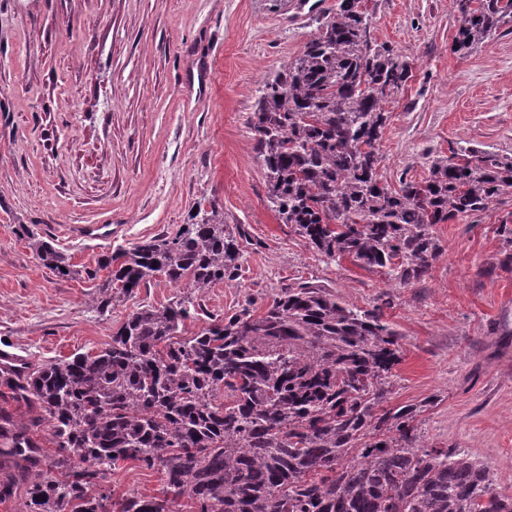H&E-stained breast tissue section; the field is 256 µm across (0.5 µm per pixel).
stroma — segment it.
I'll return each instance as SVG.
<instances>
[{
  "label": "stroma",
  "mask_w": 512,
  "mask_h": 512,
  "mask_svg": "<svg viewBox=\"0 0 512 512\" xmlns=\"http://www.w3.org/2000/svg\"><path fill=\"white\" fill-rule=\"evenodd\" d=\"M339 0L292 23L272 0H0V349L44 364L94 353L166 283L97 314L93 284L41 266L20 225L108 224L111 239L57 243L73 264L175 233L196 202H214L250 243L237 281L213 285L207 313L311 281L354 306H382L402 335L389 403L418 404L426 445L461 448L512 492V264L499 261L506 193L486 211L438 224L440 252L418 282L392 287L350 262H324L270 209L251 117L267 77L318 35ZM377 42L411 77L387 105L383 184L422 180L429 162L476 146L512 154V34L453 53L450 0H369ZM121 493H154L157 471L133 462L102 478Z\"/></svg>",
  "instance_id": "35a3bbf8"
}]
</instances>
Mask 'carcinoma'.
<instances>
[{"label": "carcinoma", "instance_id": "cac0c4a2", "mask_svg": "<svg viewBox=\"0 0 512 512\" xmlns=\"http://www.w3.org/2000/svg\"><path fill=\"white\" fill-rule=\"evenodd\" d=\"M453 51L512 33V0H451ZM364 0H340L320 33L259 90L251 128L270 208L304 243L404 287L439 253L433 227L485 211L512 190V155L462 147L421 182L381 183L385 105L409 63L375 41ZM188 223L78 266L28 226L35 259L97 280L95 310L154 280L182 292L143 304L95 354L0 370V502L20 512H512L487 465L422 444L416 405L385 408L401 334L380 306L360 309L309 281L280 289L191 336L204 291L237 279L240 224L194 206ZM512 263V212L497 229ZM33 409L18 419L5 404ZM47 424L51 452L36 433ZM128 460L164 474L156 494L99 479Z\"/></svg>", "mask_w": 512, "mask_h": 512}]
</instances>
